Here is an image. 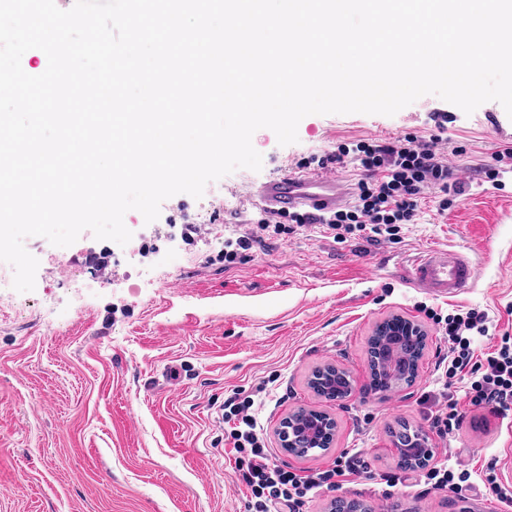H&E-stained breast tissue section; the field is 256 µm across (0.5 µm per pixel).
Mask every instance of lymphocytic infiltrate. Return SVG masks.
I'll list each match as a JSON object with an SVG mask.
<instances>
[{
	"label": "lymphocytic infiltrate",
	"mask_w": 512,
	"mask_h": 512,
	"mask_svg": "<svg viewBox=\"0 0 512 512\" xmlns=\"http://www.w3.org/2000/svg\"><path fill=\"white\" fill-rule=\"evenodd\" d=\"M437 144L434 138L420 142L410 136L393 142L361 141L341 145L337 153L321 157L319 168L348 160L365 175L355 205L323 217V227L339 238L354 235L377 241L398 236L402 225L416 215L425 190L435 189L443 195L448 191L451 172L438 156ZM306 223L303 216L260 217L256 231L226 242L225 266L243 261L253 244L288 236ZM444 324L450 344L441 373L444 387L463 381L471 406H485L504 415L511 412L512 338L500 337L491 351L480 354L473 339L490 332L485 312L470 309L449 314ZM254 405L253 394L240 390L225 399L222 414L235 451V471L251 493L253 512H303L309 492L360 472L364 460L357 451L342 455L332 469L305 476L271 464L263 427L252 412Z\"/></svg>",
	"instance_id": "obj_1"
}]
</instances>
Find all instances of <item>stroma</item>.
<instances>
[{
	"mask_svg": "<svg viewBox=\"0 0 512 512\" xmlns=\"http://www.w3.org/2000/svg\"><path fill=\"white\" fill-rule=\"evenodd\" d=\"M405 134L441 135L452 180L463 187L447 212L437 213L430 192L394 240L340 241L313 224L225 267V238L249 229L245 184L340 143ZM252 144L260 171L236 170L198 199L175 195L149 224L138 211L125 214L153 276L142 275L138 254L102 253L86 230L75 246L101 256L106 285L94 289L92 272L76 281L62 273L47 239H25L39 261L35 288L0 300V512H246L250 492L234 472L220 408L233 390L263 382L257 416L271 463L314 472L344 451L363 453L364 469L341 487L320 488L305 512H326L337 496L373 512H505L482 482L491 473L512 483V413L466 405L456 434L432 436L433 463L472 474L459 493L426 491L425 469L398 470L391 430L402 422L430 428L429 397L449 344L427 309L478 308L496 335L512 336V174L499 186L479 175L512 146V118L496 101L468 115L426 95L392 116H306L286 146L262 128ZM188 221L198 232L187 240ZM432 246L473 260L472 288L440 298L411 283L408 256ZM396 316L422 326L425 346L412 385L386 394L371 387L368 341ZM326 364L349 373L345 402L309 388L312 371ZM303 407L334 418L336 436L330 450L298 458L283 452L276 430ZM389 472L398 473L396 486L385 483Z\"/></svg>",
	"mask_w": 512,
	"mask_h": 512,
	"instance_id": "35a3bbf8",
	"label": "stroma"
}]
</instances>
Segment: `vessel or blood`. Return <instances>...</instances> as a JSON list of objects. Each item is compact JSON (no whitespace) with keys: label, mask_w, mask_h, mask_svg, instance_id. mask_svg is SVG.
Wrapping results in <instances>:
<instances>
[{"label":"vessel or blood","mask_w":512,"mask_h":512,"mask_svg":"<svg viewBox=\"0 0 512 512\" xmlns=\"http://www.w3.org/2000/svg\"><path fill=\"white\" fill-rule=\"evenodd\" d=\"M247 201L274 213L320 216L335 212L353 195L351 185L336 176L290 170L258 185L244 188ZM410 278L439 297H454L472 287L477 267L467 256L445 247L419 252L409 261Z\"/></svg>","instance_id":"vessel-or-blood-1"}]
</instances>
